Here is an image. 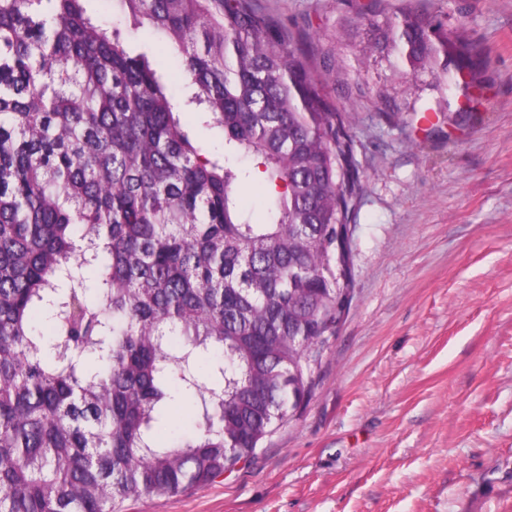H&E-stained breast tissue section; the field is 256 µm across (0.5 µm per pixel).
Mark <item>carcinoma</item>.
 Here are the masks:
<instances>
[{
    "mask_svg": "<svg viewBox=\"0 0 512 512\" xmlns=\"http://www.w3.org/2000/svg\"><path fill=\"white\" fill-rule=\"evenodd\" d=\"M84 2L0 0V512H119L250 460L311 398L353 282L354 141L303 35L257 0H112L176 86ZM381 2L347 19L354 72L387 61L398 111L422 73L446 102L480 83L463 25ZM179 400L193 426L163 440ZM134 54L146 52L152 56L155 66L168 76L176 74V61L171 53V48L166 41L155 40L151 37L149 40L136 39L129 44ZM181 120L190 128L192 134L200 141H203L208 147L220 146L221 138L219 134L215 130L207 129L197 112H183ZM240 203L243 208L251 213L255 222L264 220L263 197L256 186H250L241 193Z\"/></svg>",
    "mask_w": 512,
    "mask_h": 512,
    "instance_id": "1",
    "label": "carcinoma"
}]
</instances>
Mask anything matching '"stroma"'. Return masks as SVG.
Returning <instances> with one entry per match:
<instances>
[{"label": "stroma", "mask_w": 512, "mask_h": 512, "mask_svg": "<svg viewBox=\"0 0 512 512\" xmlns=\"http://www.w3.org/2000/svg\"><path fill=\"white\" fill-rule=\"evenodd\" d=\"M308 37L312 59L348 0H259ZM464 23L488 64L472 119L383 111L387 63L349 102L328 82L355 143L348 313L309 403L251 463L123 512H512V0H414Z\"/></svg>", "instance_id": "35a3bbf8"}]
</instances>
